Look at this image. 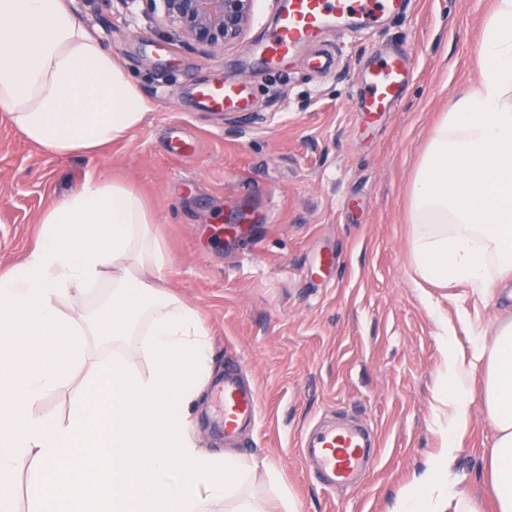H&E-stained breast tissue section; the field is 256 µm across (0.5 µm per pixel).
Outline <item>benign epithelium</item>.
Segmentation results:
<instances>
[{"mask_svg":"<svg viewBox=\"0 0 512 512\" xmlns=\"http://www.w3.org/2000/svg\"><path fill=\"white\" fill-rule=\"evenodd\" d=\"M143 1L158 8L172 41L210 52L242 39L253 0H122L125 8Z\"/></svg>","mask_w":512,"mask_h":512,"instance_id":"7a95c632","label":"benign epithelium"}]
</instances>
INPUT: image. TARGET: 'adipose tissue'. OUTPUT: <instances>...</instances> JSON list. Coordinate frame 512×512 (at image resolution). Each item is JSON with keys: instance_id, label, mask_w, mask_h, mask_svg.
I'll return each mask as SVG.
<instances>
[{"instance_id": "1", "label": "adipose tissue", "mask_w": 512, "mask_h": 512, "mask_svg": "<svg viewBox=\"0 0 512 512\" xmlns=\"http://www.w3.org/2000/svg\"><path fill=\"white\" fill-rule=\"evenodd\" d=\"M476 63L478 83L452 98L411 183L410 257L418 281L461 285L485 301L512 278V0H495ZM0 111L34 145L94 154L140 127L147 105L68 0H0ZM155 222L134 188L87 176L42 213L34 246L0 274V352L15 336H63L80 360L83 337L99 333L83 311L96 294L112 338L61 420L36 409L66 382L55 356L10 397L0 365V512H16L11 480L24 467L29 512H209L217 503L266 512L250 490L260 472L281 512H297L275 472L205 452L190 434L212 346L199 311L166 289ZM135 357L147 369L133 367ZM442 378L444 445L388 512H483L452 480L477 398L495 428L483 484L495 512H512V319L473 332L467 358L448 353Z\"/></svg>"}]
</instances>
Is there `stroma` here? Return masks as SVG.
Here are the masks:
<instances>
[{"label": "stroma", "instance_id": "obj_1", "mask_svg": "<svg viewBox=\"0 0 512 512\" xmlns=\"http://www.w3.org/2000/svg\"><path fill=\"white\" fill-rule=\"evenodd\" d=\"M494 0H413L410 14L370 33L335 40L336 68L312 72V47L284 69L248 50L274 21L278 0H255L243 39L203 53L169 41L152 17L129 18L118 0H71L87 29L150 103L143 125L96 155H57L30 144L0 118V272L35 242L47 207L90 174L136 189L154 214L171 259L170 291L196 308L212 340L215 379L239 360L260 412L233 453L266 460L297 498L298 512H386L400 488L441 446L434 423L444 342L441 323L470 333L512 317L499 300L468 288L419 286L409 254V187L431 131L451 98L479 79L477 44ZM412 53L413 80L401 107L371 118L356 112L368 65L393 50ZM247 84L245 112L197 107L201 83ZM193 144L171 155L175 139ZM253 227L220 234L241 209ZM328 278L313 270L325 256ZM468 324H459V316ZM7 356L15 383L55 354L68 377L43 413L66 417L95 360L111 354L96 337L86 360L69 343L16 339ZM206 390L192 413L199 447L226 448ZM343 415L370 425L380 444L375 471L352 489L323 488L299 455L300 436L319 419ZM493 425L474 402L454 472L457 487L484 496L482 456Z\"/></svg>", "mask_w": 512, "mask_h": 512}]
</instances>
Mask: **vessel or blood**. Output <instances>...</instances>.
Masks as SVG:
<instances>
[{
    "label": "vessel or blood",
    "instance_id": "b4317fda",
    "mask_svg": "<svg viewBox=\"0 0 512 512\" xmlns=\"http://www.w3.org/2000/svg\"><path fill=\"white\" fill-rule=\"evenodd\" d=\"M406 0H287L279 10L273 26L254 52L264 63L282 68L294 58L298 49L315 46L310 69L326 73L334 55L319 48L324 36L342 29L374 28L382 18L406 13ZM410 79L404 56L393 54L376 62L363 77L359 110L366 116L390 112L402 101ZM197 97L203 109L217 112H244L250 102L246 86L233 83L199 85ZM217 397L224 421L225 438L255 422L260 409L259 395L253 386L244 384L236 364L224 370L217 386ZM305 461L315 466L318 476L328 487L355 485L359 475L376 464L378 448L371 437L356 425L329 422L304 433L300 442Z\"/></svg>",
    "mask_w": 512,
    "mask_h": 512
}]
</instances>
